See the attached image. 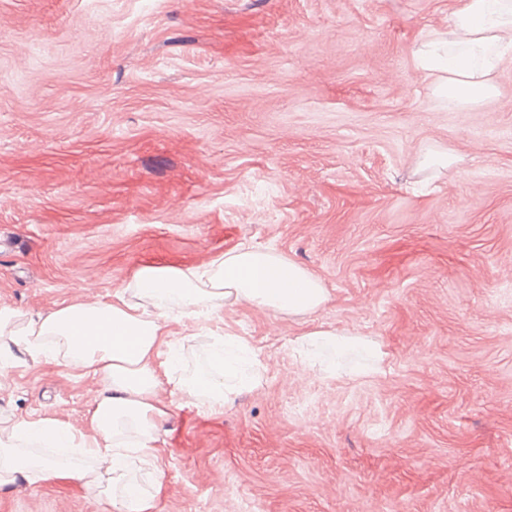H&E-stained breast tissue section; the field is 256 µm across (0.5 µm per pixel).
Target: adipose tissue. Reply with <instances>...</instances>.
I'll return each mask as SVG.
<instances>
[{
    "instance_id": "obj_1",
    "label": "adipose tissue",
    "mask_w": 512,
    "mask_h": 512,
    "mask_svg": "<svg viewBox=\"0 0 512 512\" xmlns=\"http://www.w3.org/2000/svg\"><path fill=\"white\" fill-rule=\"evenodd\" d=\"M509 49L512 0H456L447 34H428L414 59L449 106L464 107L495 94L494 76ZM326 300L323 283L304 268L273 251L243 246L187 268L143 264L108 301L60 306L32 319L1 308L0 335H9L10 343L0 345V376L12 350H47L103 376L107 386L88 412L87 432L25 419L0 427V488L30 477L64 478L100 493L107 512H155L163 487L151 470L160 422L175 409L223 412L226 402L259 380L254 351L228 336L213 346L210 370L179 380L162 400V378L176 366L175 357L163 354L168 324L186 319L204 325L231 304L300 313ZM352 347L382 360L379 349L361 338L326 329L307 333L297 353L332 376L337 357ZM44 443L77 449L93 465L33 454Z\"/></svg>"
}]
</instances>
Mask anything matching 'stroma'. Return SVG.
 I'll list each match as a JSON object with an SVG mask.
<instances>
[{
	"label": "stroma",
	"instance_id": "obj_1",
	"mask_svg": "<svg viewBox=\"0 0 512 512\" xmlns=\"http://www.w3.org/2000/svg\"><path fill=\"white\" fill-rule=\"evenodd\" d=\"M453 0H0V308L110 299L152 262L243 245L304 267L312 313L169 324L183 373L245 338L260 382L173 412L158 512H512V53L443 104L414 63ZM431 150L455 159L424 169ZM316 329L365 338L335 376ZM0 422L84 430L102 376L13 361ZM0 512H103L67 480ZM351 347H360L373 357V366L369 372L363 371V374L377 373L380 370L382 354L378 348L367 344L359 337L339 333L336 330L319 329L311 331L305 335L295 350L304 362L312 367H318V370L324 374L333 376L336 374V359ZM317 349L329 351L332 355L331 359H320Z\"/></svg>",
	"mask_w": 512,
	"mask_h": 512
}]
</instances>
